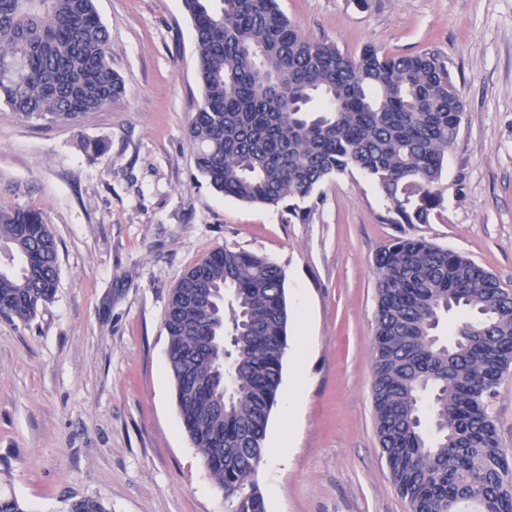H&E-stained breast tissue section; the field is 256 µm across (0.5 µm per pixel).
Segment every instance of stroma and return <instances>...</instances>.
Here are the masks:
<instances>
[{"mask_svg":"<svg viewBox=\"0 0 512 512\" xmlns=\"http://www.w3.org/2000/svg\"><path fill=\"white\" fill-rule=\"evenodd\" d=\"M313 38L353 54L435 51L464 114L429 224L385 223L359 171L320 188L302 216L287 203L216 193L187 130L202 99L182 0H96L126 93L75 125L0 110V207L40 211L58 284L36 317L0 316V498L67 512H224V493L184 433L163 319L183 273L220 247L285 274L288 338L310 340L295 449L262 461L266 512H410L374 425L372 342L378 252L423 238L486 267L512 291V0H279ZM107 147L89 160L84 141Z\"/></svg>","mask_w":512,"mask_h":512,"instance_id":"obj_1","label":"stroma"}]
</instances>
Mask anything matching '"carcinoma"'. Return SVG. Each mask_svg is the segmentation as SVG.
Instances as JSON below:
<instances>
[{
  "label": "carcinoma",
  "mask_w": 512,
  "mask_h": 512,
  "mask_svg": "<svg viewBox=\"0 0 512 512\" xmlns=\"http://www.w3.org/2000/svg\"><path fill=\"white\" fill-rule=\"evenodd\" d=\"M183 0L195 30L203 99L188 137L210 186L244 203L314 198L352 169L372 181L389 224L441 216L438 189L464 108L437 52L351 55L306 36L278 0ZM125 94L94 0H0V108L76 124ZM0 315L28 321L53 300L54 234L34 209H0ZM373 400L382 454L412 512H512V453L488 397L512 367V292L483 266L421 238L375 260ZM200 276L212 298L182 299ZM282 269L218 248L172 289L164 316L184 431L224 490L225 512H266L258 469L288 346ZM460 320L450 340L442 319ZM193 358V380L181 366ZM68 512H110L81 497Z\"/></svg>",
  "instance_id": "carcinoma-1"
}]
</instances>
